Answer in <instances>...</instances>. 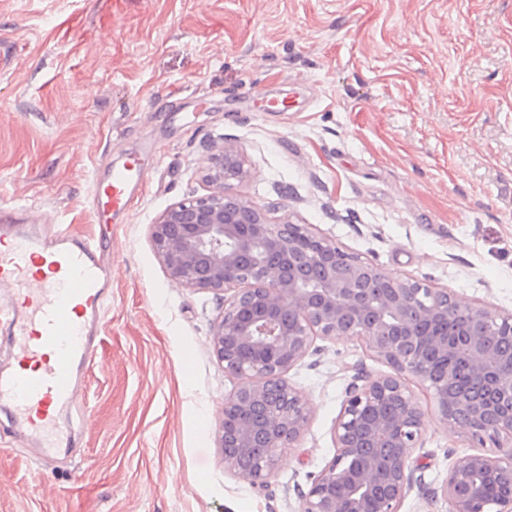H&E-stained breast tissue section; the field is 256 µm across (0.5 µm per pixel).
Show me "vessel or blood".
I'll list each match as a JSON object with an SVG mask.
<instances>
[{
  "label": "vessel or blood",
  "mask_w": 512,
  "mask_h": 512,
  "mask_svg": "<svg viewBox=\"0 0 512 512\" xmlns=\"http://www.w3.org/2000/svg\"><path fill=\"white\" fill-rule=\"evenodd\" d=\"M156 152V145H145L140 157L93 182L88 205L95 223L131 209ZM101 254L100 241L76 237L59 224L33 230L25 210L0 207V292L11 302L15 360L12 371L0 373V405L10 406L32 447H55L58 421L93 363L109 298Z\"/></svg>",
  "instance_id": "b4317fda"
}]
</instances>
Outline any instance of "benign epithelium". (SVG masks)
Returning a JSON list of instances; mask_svg holds the SVG:
<instances>
[{"label":"benign epithelium","mask_w":512,"mask_h":512,"mask_svg":"<svg viewBox=\"0 0 512 512\" xmlns=\"http://www.w3.org/2000/svg\"><path fill=\"white\" fill-rule=\"evenodd\" d=\"M202 173L208 193L168 207L150 237L173 280L227 299L212 351L245 382L224 403V467L251 482L271 473L311 413L284 375L314 337H356L394 373L358 375L349 385L334 426L336 454L302 494L301 512H399L414 484L410 451L424 441L409 377L431 392L446 425L503 450L452 463L441 489L450 512H512L511 495L488 497L491 485L512 483V350L498 342L512 335V313L352 261L302 225L289 233L269 208L230 191L248 176L232 142L209 148ZM434 357L443 360L439 377Z\"/></svg>","instance_id":"1"}]
</instances>
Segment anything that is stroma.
Returning <instances> with one entry per match:
<instances>
[{
    "instance_id": "1",
    "label": "stroma",
    "mask_w": 512,
    "mask_h": 512,
    "mask_svg": "<svg viewBox=\"0 0 512 512\" xmlns=\"http://www.w3.org/2000/svg\"><path fill=\"white\" fill-rule=\"evenodd\" d=\"M0 207L101 238L112 296L95 362L42 459L0 412V512H300L336 453L355 373H390L355 338L315 337L286 379L309 401L268 478L224 467L241 385L212 353L221 302L172 280L150 226L205 193L209 145L241 147L235 189L273 221L478 307L512 313V0H0ZM288 102L286 112L269 103ZM160 147L130 214L94 224L95 177ZM423 447L400 512L473 447L418 381Z\"/></svg>"
}]
</instances>
